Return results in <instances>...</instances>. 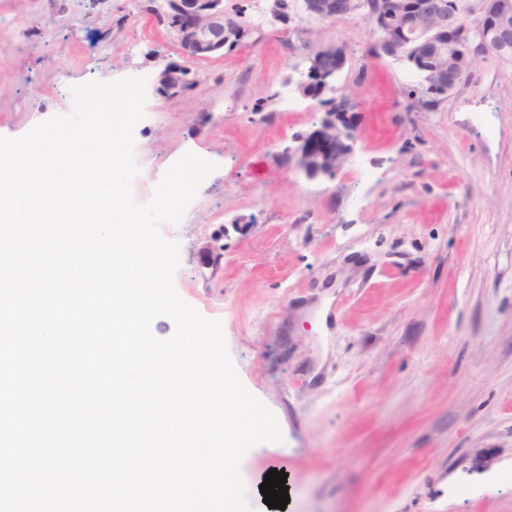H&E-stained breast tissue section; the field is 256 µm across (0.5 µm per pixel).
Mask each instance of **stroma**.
<instances>
[{"label":"stroma","instance_id":"stroma-1","mask_svg":"<svg viewBox=\"0 0 512 512\" xmlns=\"http://www.w3.org/2000/svg\"><path fill=\"white\" fill-rule=\"evenodd\" d=\"M271 5L224 0L255 32L164 96L160 63L186 60L135 0H0V137L70 114L72 86L142 77L134 202L185 153L216 163L160 230L180 245L176 292L221 322L283 435L241 461L252 512L277 464L287 512H512V58H476L466 85L412 112L417 76L365 59L361 15ZM328 44L360 107L346 162L309 178L284 152L326 114L280 97Z\"/></svg>","mask_w":512,"mask_h":512}]
</instances>
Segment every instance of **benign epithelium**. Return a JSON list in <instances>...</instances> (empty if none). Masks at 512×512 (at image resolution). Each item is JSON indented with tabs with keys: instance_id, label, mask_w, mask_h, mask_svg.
<instances>
[{
	"instance_id": "1",
	"label": "benign epithelium",
	"mask_w": 512,
	"mask_h": 512,
	"mask_svg": "<svg viewBox=\"0 0 512 512\" xmlns=\"http://www.w3.org/2000/svg\"><path fill=\"white\" fill-rule=\"evenodd\" d=\"M372 28L373 47L381 59L406 62L419 74L423 96L443 97L453 92L472 72L480 55L512 57V0H481L476 31L480 50L456 39L460 12L448 0H378ZM163 19L188 60H204L224 53L247 37L252 27L224 11V0H166ZM311 18L350 15L357 0H303ZM305 78L298 93L304 100L320 103L330 93L336 77L347 63L345 49L325 45L308 56ZM195 82L192 70L183 64L166 63L158 71L156 91L180 95ZM348 130L336 121H324L289 153L295 168L307 176L322 174L315 165L327 163L335 171L343 165L348 150Z\"/></svg>"
}]
</instances>
